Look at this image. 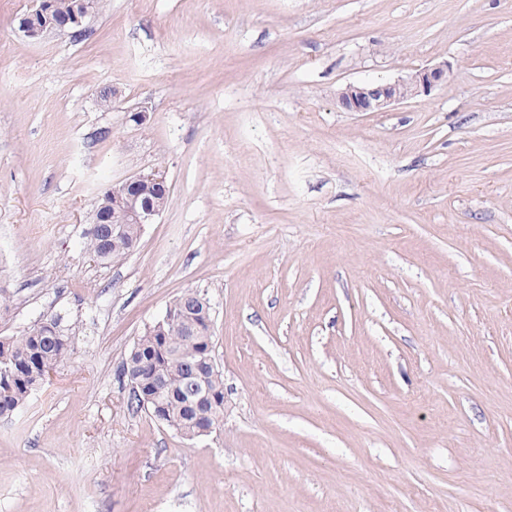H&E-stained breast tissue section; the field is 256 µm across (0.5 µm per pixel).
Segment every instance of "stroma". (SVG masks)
Here are the masks:
<instances>
[{
  "label": "stroma",
  "instance_id": "obj_1",
  "mask_svg": "<svg viewBox=\"0 0 512 512\" xmlns=\"http://www.w3.org/2000/svg\"><path fill=\"white\" fill-rule=\"evenodd\" d=\"M29 6L0 0V337L57 315L72 352L0 417V512H512V0H104L79 42ZM156 168L164 210L94 262L101 190ZM189 290L224 374L193 440L120 375ZM451 71L452 67L443 62L422 67L393 82L349 83L339 90L337 101L347 112H384L395 104L447 85Z\"/></svg>",
  "mask_w": 512,
  "mask_h": 512
}]
</instances>
